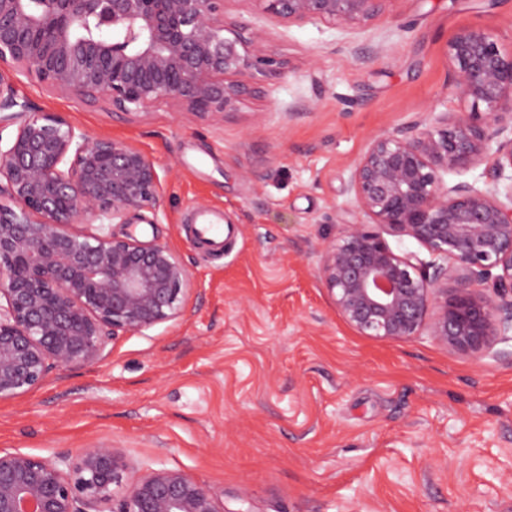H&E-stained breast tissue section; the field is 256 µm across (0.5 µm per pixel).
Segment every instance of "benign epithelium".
<instances>
[{"label": "benign epithelium", "mask_w": 512, "mask_h": 512, "mask_svg": "<svg viewBox=\"0 0 512 512\" xmlns=\"http://www.w3.org/2000/svg\"><path fill=\"white\" fill-rule=\"evenodd\" d=\"M226 0H0V402L57 368L104 360L119 333L187 312V267L166 245L114 224H152L161 181L141 149L92 139L14 90L28 73L112 111L172 102L201 117L262 90L247 75L288 63L226 17ZM301 24L365 25L385 0H255ZM453 83L483 112H439L371 136L350 176L352 211L319 267L337 311L362 336L426 334L481 357L512 334V52L485 28L447 44ZM12 129L8 138L3 132ZM491 162L483 186L448 184ZM98 225L97 232L79 230ZM424 248L398 253L385 235ZM0 512H224L187 474L136 472L113 448L52 457L0 451Z\"/></svg>", "instance_id": "obj_1"}]
</instances>
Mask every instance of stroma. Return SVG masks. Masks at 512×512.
<instances>
[{
	"mask_svg": "<svg viewBox=\"0 0 512 512\" xmlns=\"http://www.w3.org/2000/svg\"><path fill=\"white\" fill-rule=\"evenodd\" d=\"M225 13L288 63L251 76L263 93L233 114H123L16 76L19 97L153 158V223L112 230L168 245L193 293L184 318L0 402V450L117 448L188 474L224 512H512V341L475 359L426 335L361 336L317 278L368 138L471 111L446 44L475 26L511 51L512 0H386L348 30L278 22L256 0ZM208 207L235 229L218 256L185 231Z\"/></svg>",
	"mask_w": 512,
	"mask_h": 512,
	"instance_id": "35a3bbf8",
	"label": "stroma"
}]
</instances>
